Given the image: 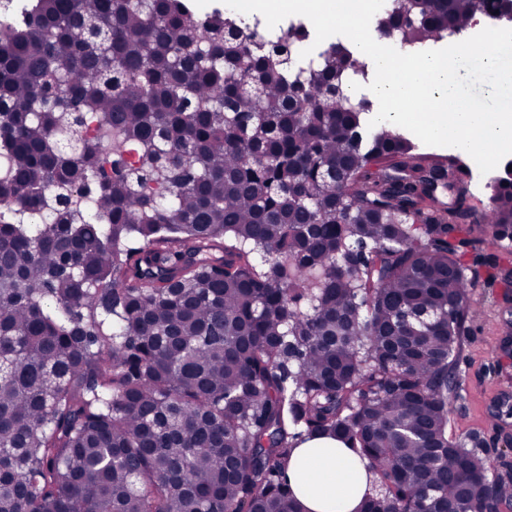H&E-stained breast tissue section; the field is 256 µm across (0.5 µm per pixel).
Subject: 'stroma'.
<instances>
[{
  "instance_id": "1",
  "label": "stroma",
  "mask_w": 512,
  "mask_h": 512,
  "mask_svg": "<svg viewBox=\"0 0 512 512\" xmlns=\"http://www.w3.org/2000/svg\"><path fill=\"white\" fill-rule=\"evenodd\" d=\"M476 286L470 300L478 315L461 339L458 362L459 397L449 417L451 437L473 444L491 465L512 459V420L493 417L496 404L512 401V354L503 349L508 329L504 317L512 312L502 281H490L485 266L473 270Z\"/></svg>"
}]
</instances>
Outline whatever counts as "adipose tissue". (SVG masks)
Masks as SVG:
<instances>
[{
	"label": "adipose tissue",
	"instance_id": "adipose-tissue-1",
	"mask_svg": "<svg viewBox=\"0 0 512 512\" xmlns=\"http://www.w3.org/2000/svg\"><path fill=\"white\" fill-rule=\"evenodd\" d=\"M288 479L307 512H353L368 486L360 461L329 439L296 448Z\"/></svg>",
	"mask_w": 512,
	"mask_h": 512
}]
</instances>
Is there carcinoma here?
Instances as JSON below:
<instances>
[{
    "label": "carcinoma",
    "mask_w": 512,
    "mask_h": 512,
    "mask_svg": "<svg viewBox=\"0 0 512 512\" xmlns=\"http://www.w3.org/2000/svg\"><path fill=\"white\" fill-rule=\"evenodd\" d=\"M472 0H399L404 46ZM195 0H23L0 21V512H305L293 451L342 442L358 512H488L448 436L480 238L367 127L350 49L294 61ZM388 159L385 170L372 166ZM435 309L426 326L403 316Z\"/></svg>",
    "instance_id": "obj_1"
}]
</instances>
